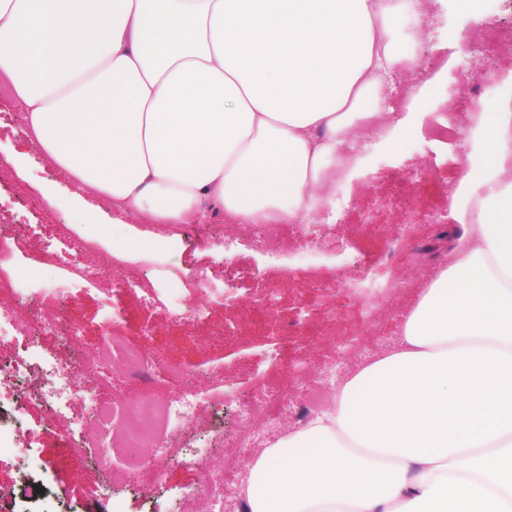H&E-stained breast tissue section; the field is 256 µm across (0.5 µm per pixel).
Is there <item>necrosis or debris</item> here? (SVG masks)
Masks as SVG:
<instances>
[{
  "instance_id": "4bbe7bcc",
  "label": "necrosis or debris",
  "mask_w": 512,
  "mask_h": 512,
  "mask_svg": "<svg viewBox=\"0 0 512 512\" xmlns=\"http://www.w3.org/2000/svg\"><path fill=\"white\" fill-rule=\"evenodd\" d=\"M453 51L480 72L479 79L470 87L471 93L485 95L497 80L500 64L512 61V25L507 26L497 20L487 23L473 39L456 43ZM477 124L476 115L445 109L432 113L430 117L428 135L450 145L451 164L462 178L471 173L473 166L459 140L461 135L469 133ZM412 189L422 197L426 213L437 221L442 220L455 203V186L449 185L442 171L435 166L425 169ZM329 213L330 204L326 199L319 198L311 203L309 218L315 223L316 230L306 238L307 255L328 254L340 249L341 243L328 224ZM359 228L361 234L374 241L389 259L386 272L380 278L370 280L362 271L353 270L344 279V290L364 301L356 325L367 329L383 319L384 302L402 294L421 291L424 284L411 278L408 269L398 267L393 261L394 255L404 250L410 256L411 266L419 264V252L411 238L394 232L378 234L374 224L366 220L360 222ZM224 235L238 244L263 248L273 256L288 245V224L284 221L239 224L230 220L224 226ZM17 245L25 251L27 263H18L16 258L0 251V291L8 293L15 302L9 313H0V342H21L25 355L9 365L0 364V389L8 388L14 396H21L19 377L28 372L32 365H41L49 384L45 398L56 410L62 411L68 405L72 376L77 370L83 369L84 362L67 347L61 351L64 363L47 358L40 339L65 329L73 333L77 327L67 324L62 312L47 314L29 309L28 301L31 295L40 293L46 287L41 273L43 267L66 272V282L71 286L81 284L84 275L80 268L58 254L44 250L37 242L21 239ZM121 334L120 321L107 319L106 332L100 341L95 362L102 378H110L115 365L119 363L149 379L154 378L160 370L174 380L183 377L184 370L180 366L167 364L159 368L145 360L137 349L120 346ZM331 341L336 348L335 357L325 360L315 370L302 371L292 378L293 385L303 390L300 401L289 407L296 425H304L332 405L336 390L344 379L343 367L359 352V341L355 335H335ZM271 394L269 387L257 385L249 402L240 405L238 418L242 429L236 436L239 453L252 455L254 449L266 446L270 433L283 431V424L269 419L265 411ZM199 402L200 397L195 392L165 399L149 398L116 407L97 397H89V408L82 425L94 433L92 443L98 449L96 459L99 467L109 473L111 481L116 482L126 475L125 469L118 466V459L136 463L144 449L151 450L154 456L160 458L173 457L174 450L170 448L168 440L185 433Z\"/></svg>"
}]
</instances>
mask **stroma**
<instances>
[{
  "label": "stroma",
  "mask_w": 512,
  "mask_h": 512,
  "mask_svg": "<svg viewBox=\"0 0 512 512\" xmlns=\"http://www.w3.org/2000/svg\"><path fill=\"white\" fill-rule=\"evenodd\" d=\"M418 50L433 64L430 75L424 78L413 72H398L396 87L387 95L391 106L401 99H412L419 114L418 124L401 130L398 140L353 156L348 166L350 176L331 219L345 251L309 267L300 284L285 287L287 261L273 264L265 254L245 247L225 252L221 229L224 217L220 214H206L205 234L179 238L173 251L157 253L152 259L129 257L123 244L113 239L111 225L82 223L70 197L73 184L46 160L25 124L14 90L1 80L0 114L9 115L11 121L0 129V165L9 171L8 177L0 180V212L10 219L9 224L0 226V250L12 248L13 227L17 224L29 225L32 236L53 251L68 250L76 241L84 244V251L73 253L72 260L91 282L71 289L67 308L79 325L74 347L85 362L93 361L104 319L114 312L122 317L127 344L140 348L147 358L158 356L183 365L193 376L198 392L209 393L226 380L244 402L254 385L261 382L275 393L268 404L269 417L286 419L288 410L280 395L288 390L289 375L298 362L311 368L330 357L331 348L325 343L310 349L289 344L287 337L271 335V325L283 315L313 308L317 298L310 283L318 279L329 289L327 299L334 305L338 332H355L361 302L340 291L342 276L345 270L357 266L376 274L381 264L378 252L369 250L351 230L361 198L375 199L372 221L382 231L400 229L398 209L379 205L378 199L398 196L406 184L418 179L427 163H444L446 146L420 138L436 102L444 98L451 111L479 113L486 118L491 115L492 96L464 93V86L476 80L477 72L453 54L447 32L434 30L430 42L419 45ZM102 251L122 263L129 286L117 287L111 277L100 276L98 254ZM160 263L186 277L195 268H207L214 282L230 291L231 300L189 291L182 301L187 318L173 319L168 309L152 302L156 266ZM258 278L281 282L277 308L253 307L257 294L254 281ZM26 386L27 400L18 405L7 423L28 447L53 462L43 477L44 497L35 503L39 510L47 505L55 512H110L117 502L124 512H195L194 501L206 470L222 469L224 483L231 487L250 465L233 448L237 424L232 408L218 414L204 404L187 430L189 448L179 461H143L130 473L127 483L114 490L111 499H103L101 489L106 476L94 466L95 448H87L78 458L69 453L70 447L82 443L72 432L71 423L82 415L87 395L94 392L115 402L135 401L146 396L177 395L180 385L161 377L147 382L121 366L114 370L111 386L105 388L97 373L83 371L74 379L68 408L56 415L49 413L42 399L37 376H29ZM195 447L210 449V456L194 459L191 450Z\"/></svg>",
  "instance_id": "stroma-1"
}]
</instances>
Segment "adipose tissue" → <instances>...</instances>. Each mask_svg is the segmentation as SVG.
Listing matches in <instances>:
<instances>
[{
  "label": "adipose tissue",
  "instance_id": "1",
  "mask_svg": "<svg viewBox=\"0 0 512 512\" xmlns=\"http://www.w3.org/2000/svg\"><path fill=\"white\" fill-rule=\"evenodd\" d=\"M413 0H0L47 158L148 224L302 220L383 119ZM398 346L250 465L246 512H512V75ZM445 245L448 247V238H447L446 244H444L443 242L439 243V247H440L439 251L442 253V256L440 258L437 257L438 253L427 257L424 260L423 264L418 269L412 271V273L429 276V278L432 279V277L435 274V272L437 271V269L445 261H448V254L464 251L465 249H467L469 247V242L466 239H463V240L455 239L454 242L448 247L447 254L443 251ZM445 258H446V260H445Z\"/></svg>",
  "mask_w": 512,
  "mask_h": 512
}]
</instances>
